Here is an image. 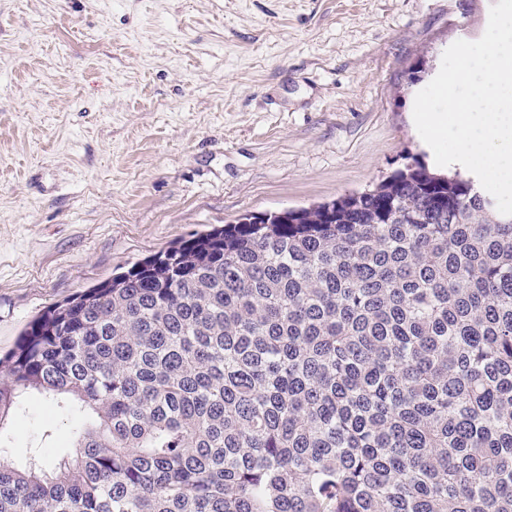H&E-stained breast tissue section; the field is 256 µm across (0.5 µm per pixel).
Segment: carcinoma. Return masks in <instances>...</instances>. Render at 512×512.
Returning a JSON list of instances; mask_svg holds the SVG:
<instances>
[{
    "instance_id": "1",
    "label": "carcinoma",
    "mask_w": 512,
    "mask_h": 512,
    "mask_svg": "<svg viewBox=\"0 0 512 512\" xmlns=\"http://www.w3.org/2000/svg\"><path fill=\"white\" fill-rule=\"evenodd\" d=\"M73 452L0 512H512V215L415 161L53 304L0 357Z\"/></svg>"
}]
</instances>
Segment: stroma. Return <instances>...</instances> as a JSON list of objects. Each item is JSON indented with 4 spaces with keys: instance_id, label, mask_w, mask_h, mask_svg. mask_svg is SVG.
<instances>
[{
    "instance_id": "stroma-1",
    "label": "stroma",
    "mask_w": 512,
    "mask_h": 512,
    "mask_svg": "<svg viewBox=\"0 0 512 512\" xmlns=\"http://www.w3.org/2000/svg\"><path fill=\"white\" fill-rule=\"evenodd\" d=\"M495 2L0 0V353L190 236L429 163L414 95ZM71 427L28 404L5 440Z\"/></svg>"
}]
</instances>
